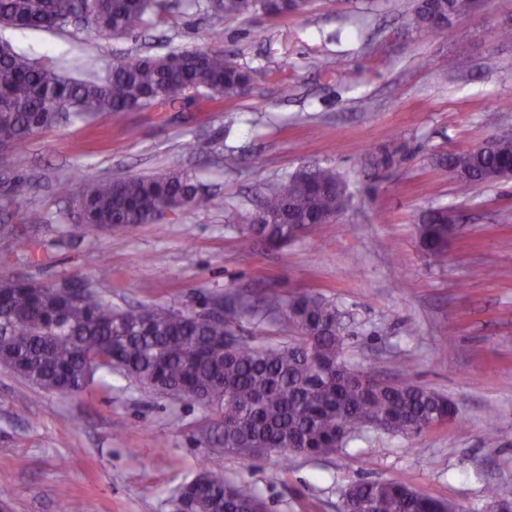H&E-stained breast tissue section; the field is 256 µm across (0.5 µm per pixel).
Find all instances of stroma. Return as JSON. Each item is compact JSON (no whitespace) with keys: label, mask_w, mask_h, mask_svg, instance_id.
<instances>
[{"label":"stroma","mask_w":512,"mask_h":512,"mask_svg":"<svg viewBox=\"0 0 512 512\" xmlns=\"http://www.w3.org/2000/svg\"><path fill=\"white\" fill-rule=\"evenodd\" d=\"M148 27L96 40L80 24L0 27V43L100 74L127 57L212 48L249 71L242 94H203L74 121L34 135L5 163L32 177L25 205L48 221L26 228L28 254L0 240V274L92 284L113 304L199 308L227 287L317 292L346 325L352 366L408 379L457 402L455 421L417 435L368 430L318 458H247L204 444L217 430L203 406L115 372L80 398L30 385L0 368V504L7 512H173L176 489L202 461L251 485L266 512H340L360 480L406 476L420 494L461 512H488L486 488L512 492V179L461 189L440 156L512 128V0H483L444 32L414 22L416 0H308L281 16L227 18L203 0H164ZM336 68L324 70L323 59ZM136 128L129 138L127 128ZM192 171L215 207H187L131 229L70 236L71 173L83 181ZM334 171L350 205L314 237L285 248L247 240L267 183ZM444 208L458 230L441 260L415 226ZM109 271L99 277V268Z\"/></svg>","instance_id":"stroma-1"}]
</instances>
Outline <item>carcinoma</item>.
<instances>
[{"mask_svg": "<svg viewBox=\"0 0 512 512\" xmlns=\"http://www.w3.org/2000/svg\"><path fill=\"white\" fill-rule=\"evenodd\" d=\"M469 0H418L416 22L437 30L438 18L462 16ZM216 13L248 17L282 15L289 0H208ZM158 0H0V25L19 29L62 28L76 17L98 39L144 28ZM164 56L130 57L104 79L62 76L52 65L0 46V144L23 147L41 129L74 117L93 123L166 105L186 91L207 98L237 97L249 73L222 51L195 50ZM464 189L512 170V129L491 136L478 150L439 158ZM313 182L292 175L268 186L255 217L240 231L286 247L301 234H314L348 203L343 181L319 169ZM25 177L0 172V211L20 205ZM209 208L197 193L195 176L181 167L152 177L101 178L75 196L78 234L87 226L129 228L148 224L163 209ZM455 226L435 209L416 226L420 247L442 257ZM0 238L29 252L34 244L13 224H0ZM224 307L261 325L283 320L296 335L286 342L235 344L218 317L176 311L163 305L119 308L91 288L73 305L46 284L0 277V344L10 370L32 385L60 395L81 396L99 371H118L157 391L194 401L214 414L223 429L224 451L245 456L276 448L283 468L294 455L320 457L346 447L353 434L387 423L385 432L420 433L447 421L455 405L443 394L404 380L377 381L346 359L343 319L319 294L300 292L259 297L240 290L224 293ZM352 512H448V505L414 491L403 478L361 481L347 488ZM175 512H262L247 484L201 465L182 484Z\"/></svg>", "mask_w": 512, "mask_h": 512, "instance_id": "cac0c4a2", "label": "carcinoma"}]
</instances>
